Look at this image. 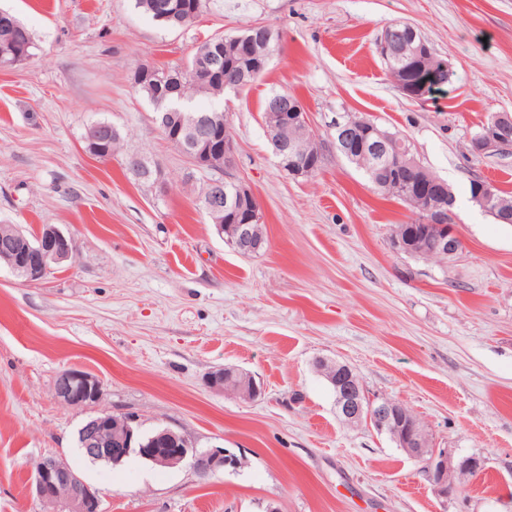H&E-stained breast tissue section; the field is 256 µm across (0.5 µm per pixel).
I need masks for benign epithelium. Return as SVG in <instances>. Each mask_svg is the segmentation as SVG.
<instances>
[{
    "label": "benign epithelium",
    "mask_w": 512,
    "mask_h": 512,
    "mask_svg": "<svg viewBox=\"0 0 512 512\" xmlns=\"http://www.w3.org/2000/svg\"><path fill=\"white\" fill-rule=\"evenodd\" d=\"M250 33L224 37L230 43L245 42L251 46L252 63L247 77L262 72L273 56L272 47L278 42V32L266 25H252ZM378 50L389 65L415 62L430 54L426 39L409 22L398 21L386 25L378 35ZM224 67V56L217 51L195 57L193 74L214 75ZM272 120L265 122V131L279 166H288V174L294 177H309L318 171L314 159L322 155L320 142L312 130L307 113L292 97L276 95L270 100ZM154 124L166 130L173 144L200 170L217 173L210 178L201 194V203L219 235H228L238 252L255 254L264 247L261 231L264 214L251 189L235 173V146L229 136L224 140L212 139V127L228 126L227 114L216 112L191 121L184 126L179 112H157L152 117ZM332 144L336 150L351 161L365 167L388 164L393 155L409 153L399 147L404 142L399 137L381 131L363 118L350 113L336 116L331 125ZM117 127L105 122L94 123L85 133L86 148L98 155H108L111 144L119 138ZM474 153L478 157L503 155L512 152V115L497 113L484 124L473 138ZM397 186L408 197L425 196L429 199L427 217L422 223L434 230V236L424 244L409 242L405 229L393 231V248L409 256L441 260L455 258L462 243L455 234L453 225L441 223L444 215L451 214L452 191L443 183L407 186L398 179ZM474 204L486 214H495L499 209L496 188L489 182H479ZM9 236V246L0 251V264H6L19 278L26 282H37L45 278L54 268L74 258L73 237L53 224H45L32 245L15 224L0 226ZM315 369L335 388L336 415L348 426L369 424L377 433L388 436L397 447L412 458L427 465L429 480L441 494L448 496L461 491L460 479L465 473H476L482 468L479 458L461 457L450 448H435L431 445L420 419L395 401H374L366 397L358 376L353 369L338 361L318 359ZM209 388L231 394L244 401H252L261 395V387L248 372L224 367L210 372L206 378ZM54 395L60 402L70 406H91L102 397V383L96 377L81 370H68L58 375L54 384ZM104 417L97 415L89 419L80 430V440L89 456L95 460L123 459L132 454L165 467L178 466L190 461L192 468L201 476L209 477L224 472L228 466H237V459L225 453L221 446L206 450L190 447L180 433L165 428L145 444L137 441L135 419L123 415L118 424L107 428ZM180 443V448H161V443ZM32 490L35 497L53 512H102L101 499L81 475L65 460L48 456L34 465Z\"/></svg>",
    "instance_id": "obj_1"
}]
</instances>
